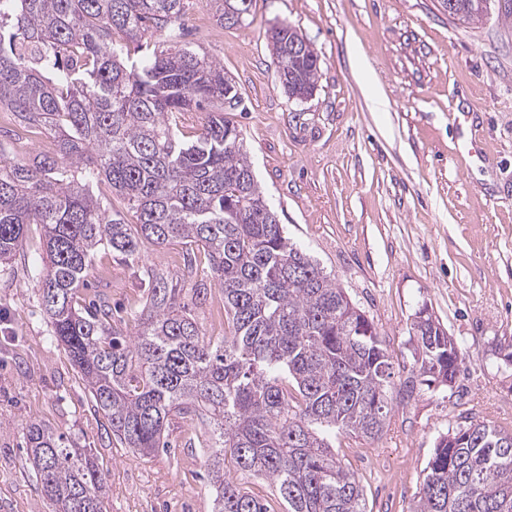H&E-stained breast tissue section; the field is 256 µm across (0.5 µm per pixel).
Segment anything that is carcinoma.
Segmentation results:
<instances>
[{
    "instance_id": "obj_1",
    "label": "carcinoma",
    "mask_w": 512,
    "mask_h": 512,
    "mask_svg": "<svg viewBox=\"0 0 512 512\" xmlns=\"http://www.w3.org/2000/svg\"><path fill=\"white\" fill-rule=\"evenodd\" d=\"M219 23L243 22L252 0H206ZM495 0H443L461 24ZM183 0H0V111L20 138L53 143L31 161L0 147V268L15 263L28 226L44 232L38 271L51 335L68 352L112 437L150 456L168 447L174 417L208 429L214 512H268L226 478L269 481L287 512H366L336 456V434L375 439L394 400L455 382L459 345L428 310L411 327L414 366L395 371L373 322L293 246L267 203L236 122L241 96L224 65L185 40ZM288 97L313 95L320 59L295 26L268 30ZM184 112L205 118L194 139ZM108 182L129 224L95 195ZM203 251L224 294L228 334L206 336L183 292L200 285L141 268L136 331L112 324L105 300L80 306L102 247L134 264L140 243ZM26 454L55 512H103L105 477L92 449L28 425ZM413 512H512V432L470 420L436 440Z\"/></svg>"
}]
</instances>
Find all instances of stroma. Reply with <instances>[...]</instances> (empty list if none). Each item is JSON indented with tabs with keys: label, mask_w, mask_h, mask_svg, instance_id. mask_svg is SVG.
I'll use <instances>...</instances> for the list:
<instances>
[{
	"label": "stroma",
	"mask_w": 512,
	"mask_h": 512,
	"mask_svg": "<svg viewBox=\"0 0 512 512\" xmlns=\"http://www.w3.org/2000/svg\"><path fill=\"white\" fill-rule=\"evenodd\" d=\"M187 39L213 54L241 95L233 120L290 241L335 275L377 328L395 363L412 366L411 324L428 309L457 341L455 384L396 404L379 439H336L368 512H411L435 440L472 418L512 432V14L477 25L440 0H253L242 24H217L206 0H184ZM299 29L317 51L318 88L288 98L267 40ZM31 225L12 269L0 270V512H54L25 463L38 422L70 448H90L106 478L104 512H213L198 421L170 420V448L149 457L117 444L41 309ZM180 245L140 246L138 265L95 256L90 289L134 329L146 301L143 265L184 271ZM196 311L224 334V295Z\"/></svg>",
	"instance_id": "35a3bbf8"
}]
</instances>
